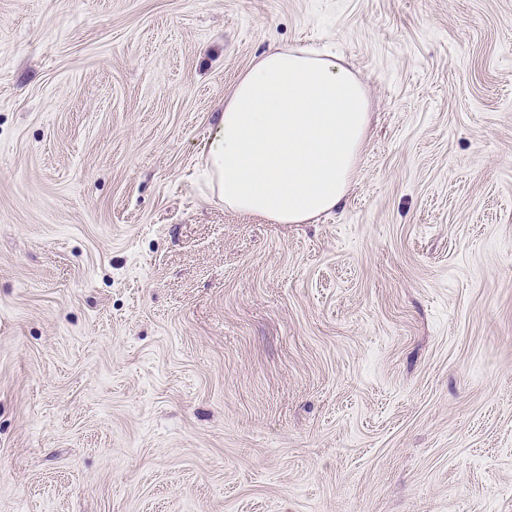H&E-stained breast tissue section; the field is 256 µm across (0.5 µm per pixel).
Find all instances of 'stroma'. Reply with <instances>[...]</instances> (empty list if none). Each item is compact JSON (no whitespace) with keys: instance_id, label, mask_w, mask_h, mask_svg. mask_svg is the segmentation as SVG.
Here are the masks:
<instances>
[{"instance_id":"stroma-1","label":"stroma","mask_w":512,"mask_h":512,"mask_svg":"<svg viewBox=\"0 0 512 512\" xmlns=\"http://www.w3.org/2000/svg\"><path fill=\"white\" fill-rule=\"evenodd\" d=\"M273 45L370 102L309 224L202 155ZM0 512H512V0H0Z\"/></svg>"}]
</instances>
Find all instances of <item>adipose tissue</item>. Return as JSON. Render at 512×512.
Returning a JSON list of instances; mask_svg holds the SVG:
<instances>
[{"label": "adipose tissue", "instance_id": "1", "mask_svg": "<svg viewBox=\"0 0 512 512\" xmlns=\"http://www.w3.org/2000/svg\"><path fill=\"white\" fill-rule=\"evenodd\" d=\"M369 127L361 82L332 54L272 48L237 81L203 146L225 209L305 224L343 203Z\"/></svg>", "mask_w": 512, "mask_h": 512}]
</instances>
